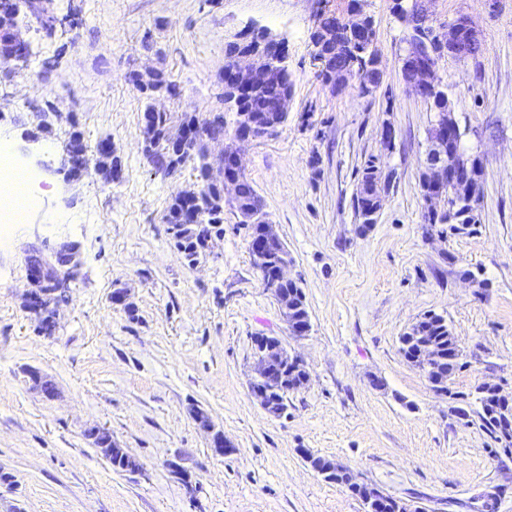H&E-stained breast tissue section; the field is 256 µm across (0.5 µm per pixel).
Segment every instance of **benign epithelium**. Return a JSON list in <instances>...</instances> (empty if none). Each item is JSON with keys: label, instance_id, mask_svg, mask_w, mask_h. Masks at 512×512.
<instances>
[{"label": "benign epithelium", "instance_id": "7a95c632", "mask_svg": "<svg viewBox=\"0 0 512 512\" xmlns=\"http://www.w3.org/2000/svg\"><path fill=\"white\" fill-rule=\"evenodd\" d=\"M436 0H411L410 5L403 6L401 0H395V16L409 31L406 39L407 50L404 56V65L401 68L402 83L412 95L427 101L435 95L442 94L437 82V69L444 57L464 58L479 52V31L471 19L465 14L437 22L432 11V4ZM20 13V0H0V35H7L11 42V49L5 60L22 66L28 57V43L21 37L16 29V18ZM340 22L358 36L365 44L369 56L379 58L376 47L375 28L372 17L368 15L362 3L349 12L339 15ZM275 41L280 48V59L285 61L288 56V45L285 40L273 35L265 28L252 30L237 38L239 43L259 42L264 44ZM231 78L223 80L224 86L241 94L248 89L256 75L262 74L271 81L280 78L281 68L270 61L267 53L261 49L246 51L237 54L231 60ZM382 72L378 69H368L364 66L355 71L346 68H336V86L343 88L349 82H354L360 93L368 96L372 94L382 82ZM458 129L454 119L453 107L448 112H440L435 116L429 132V148L424 159V171L421 177V189L424 195L428 214H438L446 208L448 196L455 197L457 203L467 210H476L480 195L476 191L479 176L483 171V163L478 156H465L461 148V138H450L449 132ZM277 134L273 129L263 130L257 127L243 112L237 113V120L232 136L229 140L219 139L221 152L213 156L210 164L211 182L223 190V194L235 196L239 175L243 173L242 167H237V174L229 175L224 171V150L231 147L241 152L242 147L262 138H270ZM192 139V131L184 124L168 125L163 139L166 150L161 157L169 162V155H179L186 144ZM109 149L101 151L97 162V170L103 178L112 182L119 179L121 172L112 167L107 160ZM86 150L83 144H76L69 154L70 170L78 175L86 169ZM276 235L273 225L259 227L252 250L258 261L264 260V251L269 238ZM292 264L290 256L281 257L267 281V289L276 297L281 306L283 317L288 323L290 332L295 336H304L309 332V324L298 323L289 315L291 302L283 295L279 285L290 280L289 268ZM29 277L33 284L44 287L41 294L27 296V308L38 312L45 309V303L59 291L64 278L45 260L28 265ZM258 344L263 349L257 351L258 377L257 380L268 382L271 379L269 357L264 349L266 337H258ZM494 400L502 408V426L512 430V392L507 393L500 385L494 387Z\"/></svg>", "mask_w": 512, "mask_h": 512}]
</instances>
